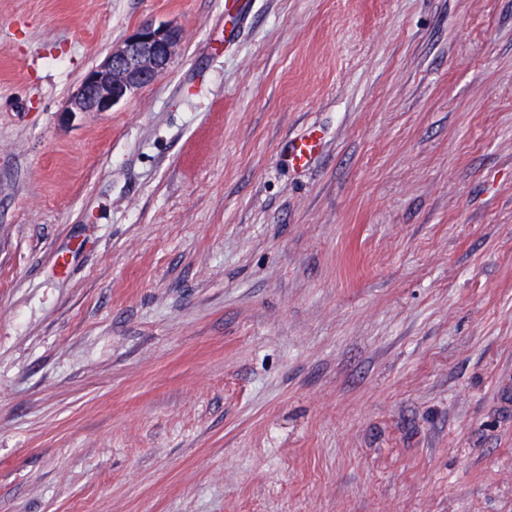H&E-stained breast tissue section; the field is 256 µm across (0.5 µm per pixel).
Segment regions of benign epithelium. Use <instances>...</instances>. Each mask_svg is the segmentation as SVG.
I'll return each mask as SVG.
<instances>
[{
    "label": "benign epithelium",
    "mask_w": 512,
    "mask_h": 512,
    "mask_svg": "<svg viewBox=\"0 0 512 512\" xmlns=\"http://www.w3.org/2000/svg\"><path fill=\"white\" fill-rule=\"evenodd\" d=\"M181 43L178 29L153 24L131 30L105 61L88 71L71 95L61 116L78 112H108L132 91L164 74Z\"/></svg>",
    "instance_id": "1"
}]
</instances>
